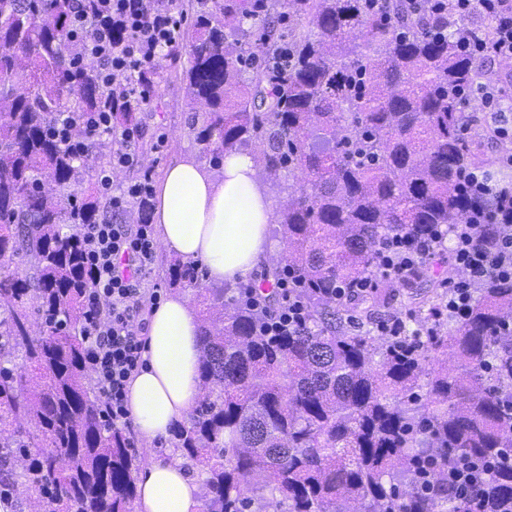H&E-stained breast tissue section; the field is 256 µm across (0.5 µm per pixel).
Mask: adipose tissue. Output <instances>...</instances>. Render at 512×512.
<instances>
[{
	"mask_svg": "<svg viewBox=\"0 0 512 512\" xmlns=\"http://www.w3.org/2000/svg\"><path fill=\"white\" fill-rule=\"evenodd\" d=\"M272 217L259 165L246 152L225 154L217 173L174 158L154 186L152 219L165 250L203 266L215 284L234 286L269 262ZM199 329L188 294H169L152 310L143 363L128 385L132 428L144 443L167 436L200 398ZM135 479V512H199L203 489L179 452L152 453Z\"/></svg>",
	"mask_w": 512,
	"mask_h": 512,
	"instance_id": "obj_1",
	"label": "adipose tissue"
}]
</instances>
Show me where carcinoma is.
<instances>
[{"label": "carcinoma", "mask_w": 512, "mask_h": 512, "mask_svg": "<svg viewBox=\"0 0 512 512\" xmlns=\"http://www.w3.org/2000/svg\"><path fill=\"white\" fill-rule=\"evenodd\" d=\"M79 0H0V512H132L126 433L94 394L82 340L88 288L83 241L63 225L124 224L128 213L78 197L95 167L51 133L58 112L109 111L101 61L79 62ZM493 25L451 0H224L197 11L184 73L204 103L196 133L219 166L258 147L264 181L286 200L275 212L285 264L303 282L305 326L267 333L256 310L207 287L198 267L173 280L202 307V396L175 426V447L206 474L204 512H470L448 493L460 456L512 450L503 412L512 379V283L481 289L467 318L421 345L354 333L336 316V289L372 267L384 238L461 224L490 204L459 175L485 165L463 133L466 93L484 76L463 50ZM305 174L297 189L280 181ZM40 320L39 331L32 322ZM451 357L453 367L440 364ZM497 363L496 374L484 366ZM436 462V492L415 468ZM485 484L512 499V466Z\"/></svg>", "instance_id": "1"}]
</instances>
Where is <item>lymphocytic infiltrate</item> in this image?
<instances>
[{"instance_id":"1","label":"lymphocytic infiltrate","mask_w":512,"mask_h":512,"mask_svg":"<svg viewBox=\"0 0 512 512\" xmlns=\"http://www.w3.org/2000/svg\"><path fill=\"white\" fill-rule=\"evenodd\" d=\"M455 2L467 13L493 22L491 47H474V54L512 57V0ZM74 26L88 47L104 58L103 83L112 85L120 95L138 97L145 106L150 105L151 94L141 84V76L154 71L164 49L179 44L184 36L174 9L152 10L147 0H92L89 8L77 11ZM76 124L84 130L79 139L70 135ZM52 129L76 158H85L91 145L111 139L117 143L112 151L113 167L129 168L138 161L140 130H115L109 113L87 118L62 112ZM462 187L473 197L494 193L492 208L476 210L465 223L442 225L424 236L399 234L388 239L369 273L356 284L355 294L367 293L381 281H406L447 239L453 244L452 263L459 272L458 277L448 279V296L441 306L450 318L465 319L477 289L512 281V185L490 189L483 172L469 169ZM82 239L91 280L84 297L86 317L79 325L86 364L106 398L112 426L126 427L130 424L127 385L142 362L145 346L143 312L158 298L143 286L155 260L153 229L148 223L87 224ZM275 288L280 297L276 303L250 282L242 286L239 298L264 313L270 332L306 323L307 310L293 274H285ZM485 470V465L475 460L459 459L448 470V490L469 501L472 512H503V505L479 478Z\"/></svg>"}]
</instances>
